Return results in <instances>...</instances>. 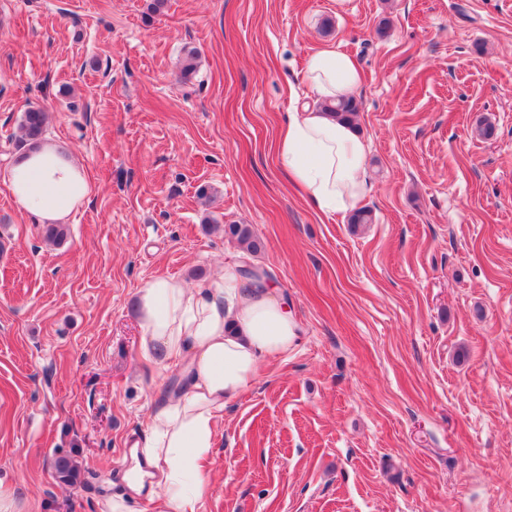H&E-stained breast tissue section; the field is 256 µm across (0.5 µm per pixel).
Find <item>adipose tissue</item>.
Wrapping results in <instances>:
<instances>
[{"mask_svg": "<svg viewBox=\"0 0 512 512\" xmlns=\"http://www.w3.org/2000/svg\"><path fill=\"white\" fill-rule=\"evenodd\" d=\"M305 70L315 102L289 113L277 158L314 208L343 214L367 191L368 144L351 122L319 105L350 97L361 73L349 54L333 47L311 54ZM6 183L18 210L50 224L67 223L90 191L83 167L50 141L15 162ZM137 311L142 360L160 369L182 366L185 378L183 388L152 411L138 448L163 488L153 508L197 512L209 485L202 461L215 446L226 400L253 384L263 363L293 350L298 325L270 284H253L235 264L193 287L175 277L154 278L141 289Z\"/></svg>", "mask_w": 512, "mask_h": 512, "instance_id": "obj_1", "label": "adipose tissue"}]
</instances>
